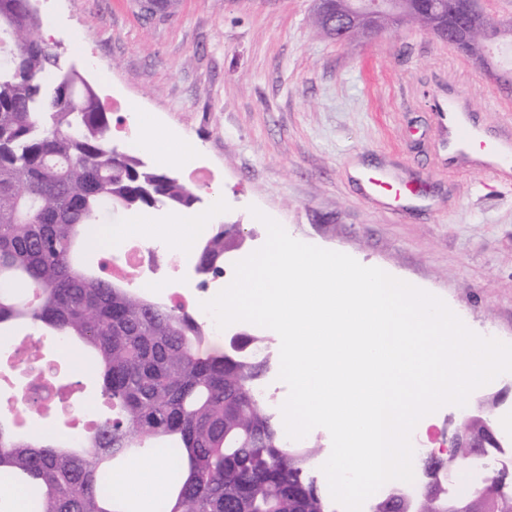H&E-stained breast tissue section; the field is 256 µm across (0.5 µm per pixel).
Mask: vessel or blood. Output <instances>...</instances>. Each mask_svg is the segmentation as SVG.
Segmentation results:
<instances>
[{
	"mask_svg": "<svg viewBox=\"0 0 512 512\" xmlns=\"http://www.w3.org/2000/svg\"><path fill=\"white\" fill-rule=\"evenodd\" d=\"M434 109L448 115V146L461 166L476 161L500 179L512 178V124L506 122L490 129L476 130L470 124L460 98L453 95L447 101L435 102ZM477 134L482 135L488 146L484 156L478 159L467 147L469 140Z\"/></svg>",
	"mask_w": 512,
	"mask_h": 512,
	"instance_id": "vessel-or-blood-1",
	"label": "vessel or blood"
}]
</instances>
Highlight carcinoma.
I'll return each mask as SVG.
<instances>
[{"instance_id": "carcinoma-1", "label": "carcinoma", "mask_w": 512, "mask_h": 512, "mask_svg": "<svg viewBox=\"0 0 512 512\" xmlns=\"http://www.w3.org/2000/svg\"><path fill=\"white\" fill-rule=\"evenodd\" d=\"M406 0L412 22L454 45L503 80L492 57L512 43V24L487 13L489 38L464 41L458 0ZM24 0H0V334L25 322L91 349L111 413L78 446L22 439L0 411V473L28 494L30 512H126L112 493L109 461L133 448H171L179 476L162 512H334L307 470L316 446L290 448L282 416L255 388L272 365L239 347L206 342L189 313L148 300L78 267L73 255L99 233L106 210L135 201L188 209L197 194L170 172L112 145L109 113L93 88L37 34ZM233 240L219 228L203 238L199 268L215 269ZM422 512H448L435 485L422 486ZM373 512H406L397 490Z\"/></svg>"}]
</instances>
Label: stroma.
Segmentation results:
<instances>
[{
  "instance_id": "stroma-1",
  "label": "stroma",
  "mask_w": 512,
  "mask_h": 512,
  "mask_svg": "<svg viewBox=\"0 0 512 512\" xmlns=\"http://www.w3.org/2000/svg\"><path fill=\"white\" fill-rule=\"evenodd\" d=\"M48 45L92 85L112 114V143L134 152L127 108L156 121L163 158L182 140L207 169L210 189L193 210L213 227L239 223L245 237L224 266L261 247L258 207L294 239L388 268L442 298L477 334L512 343V183L480 168L448 166L431 105L448 89L467 98L477 125L497 124L512 96L471 59L418 26L391 28L373 42H336L311 25L313 0H180L149 14L141 0H33ZM386 175L394 194L368 195L363 179ZM60 380L99 412L91 366L61 358ZM507 391L492 415L512 448V373L474 391L475 408ZM463 408L446 405L415 428L412 445L451 454Z\"/></svg>"
}]
</instances>
